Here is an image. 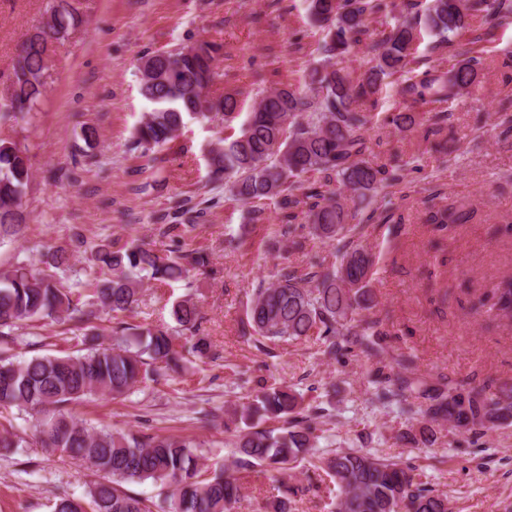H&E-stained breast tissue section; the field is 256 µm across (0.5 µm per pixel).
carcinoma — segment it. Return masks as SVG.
I'll list each match as a JSON object with an SVG mask.
<instances>
[{
	"instance_id": "carcinoma-1",
	"label": "carcinoma",
	"mask_w": 512,
	"mask_h": 512,
	"mask_svg": "<svg viewBox=\"0 0 512 512\" xmlns=\"http://www.w3.org/2000/svg\"><path fill=\"white\" fill-rule=\"evenodd\" d=\"M310 20L325 32L320 50L325 64L311 69L307 91L277 88L258 95L252 112L237 134L218 138L207 152L214 182L236 200L252 205L251 221L262 220L260 201L273 200L285 217L311 200L307 218L313 233L343 241L348 224L368 205L383 182L397 181L365 160L361 130L368 123L357 102L381 89L386 77L402 78L404 99L426 105L456 100L476 79L473 45L483 37L463 40L466 18L482 13L484 37L493 35L512 14V0H429L423 13L403 21L374 42V65L353 84L332 60L349 52L366 34L364 18L380 9L376 0H307ZM50 21L26 36L19 46L0 101V123L16 122L33 110L45 87L49 45L67 38L85 23L80 0H49ZM436 38L435 49H446L456 62L448 72L414 73L416 42L422 32ZM222 46L202 41L142 57L140 92L153 105L134 129L131 150L146 155L179 135L188 119H206L212 112L228 125L239 115L238 99L214 97L216 61ZM310 173L335 177L351 192L318 189L300 198L303 178ZM31 178L26 150L0 138V243L17 238L26 221L23 199ZM336 266L321 273L299 274L286 268L276 281L254 291L243 335L263 339H300L316 332L334 354L353 345L377 351L374 323L355 318L377 305L370 288L372 259L358 248L336 249ZM38 262L19 254L0 270V346L17 343L16 331L39 321L71 323L90 332V342L75 353L12 360L0 357V409L15 408L34 418L30 432L15 431L11 420L0 422V452L11 453L32 441L52 453L87 463L96 479L80 497L63 495L53 512H151L148 499L131 494L124 484L151 481L173 488L170 512H233L240 496L241 475L265 465L281 473L313 454L319 435L298 419V397L270 387L233 411L224 422L233 448L235 472L200 478L198 444L184 436L98 428L74 416L68 406L89 397L117 399L159 371L179 366L186 355L208 356L209 345L197 337L190 347L177 345L168 329L149 323L129 324L118 315L139 300L144 281L165 284L189 273L208 271L204 251L160 256L142 244L113 249L110 241L92 255L102 277L79 280L74 288L60 285L50 270L67 264L68 250L47 247ZM116 320L113 342L100 339L101 315ZM173 316L184 330L195 333L198 310L192 298L173 305ZM417 400L411 408L419 433L428 441V424L446 421L455 428L488 431L512 422V386L488 394L452 384L436 386L410 372L384 379L381 398L388 405ZM283 420L267 429L262 423ZM337 491L333 512H452L448 497L434 495L415 482L411 469L362 451L337 453L321 460Z\"/></svg>"
}]
</instances>
